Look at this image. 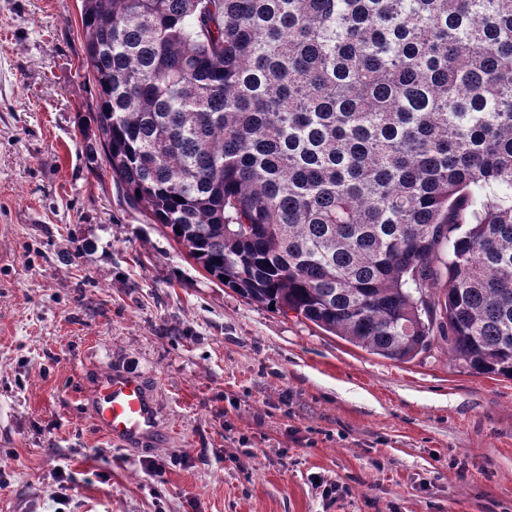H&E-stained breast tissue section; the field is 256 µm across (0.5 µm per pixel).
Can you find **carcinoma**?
Wrapping results in <instances>:
<instances>
[{"instance_id":"obj_1","label":"carcinoma","mask_w":512,"mask_h":512,"mask_svg":"<svg viewBox=\"0 0 512 512\" xmlns=\"http://www.w3.org/2000/svg\"><path fill=\"white\" fill-rule=\"evenodd\" d=\"M80 16L85 150L208 275L385 358L439 334L512 378V0Z\"/></svg>"}]
</instances>
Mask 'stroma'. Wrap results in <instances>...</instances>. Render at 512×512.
Here are the masks:
<instances>
[{"label":"stroma","mask_w":512,"mask_h":512,"mask_svg":"<svg viewBox=\"0 0 512 512\" xmlns=\"http://www.w3.org/2000/svg\"><path fill=\"white\" fill-rule=\"evenodd\" d=\"M80 6L0 0V512H512V379L253 303L88 159ZM111 372L164 443L98 430Z\"/></svg>","instance_id":"1"}]
</instances>
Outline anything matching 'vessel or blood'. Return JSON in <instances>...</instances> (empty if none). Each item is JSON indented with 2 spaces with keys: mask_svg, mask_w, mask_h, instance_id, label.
Wrapping results in <instances>:
<instances>
[{
  "mask_svg": "<svg viewBox=\"0 0 512 512\" xmlns=\"http://www.w3.org/2000/svg\"><path fill=\"white\" fill-rule=\"evenodd\" d=\"M88 404L99 431L114 443L133 448L157 443L161 436L155 400L136 377H100Z\"/></svg>",
  "mask_w": 512,
  "mask_h": 512,
  "instance_id": "b4317fda",
  "label": "vessel or blood"
}]
</instances>
